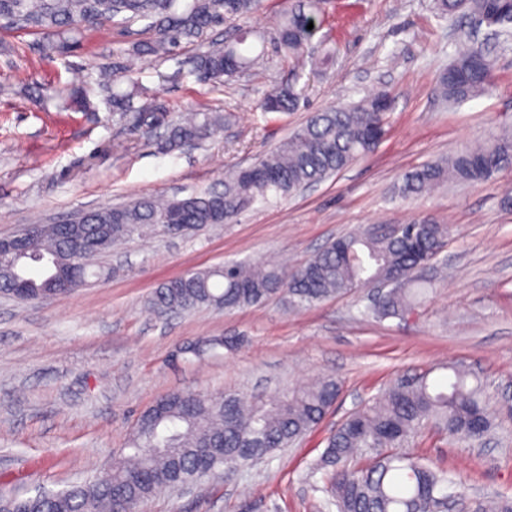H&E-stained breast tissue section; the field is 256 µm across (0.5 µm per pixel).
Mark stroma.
<instances>
[{
  "label": "stroma",
  "mask_w": 512,
  "mask_h": 512,
  "mask_svg": "<svg viewBox=\"0 0 512 512\" xmlns=\"http://www.w3.org/2000/svg\"><path fill=\"white\" fill-rule=\"evenodd\" d=\"M323 22L293 68L274 52L250 71L201 85L172 61L120 54L142 24L86 34L63 59L41 60L38 38L0 33V237L34 216L46 221L117 205L138 194L185 197L218 184L285 139L312 112L383 93L389 133L373 155L287 198L253 204L237 222L172 237L134 236L102 258L101 278L45 301L0 294V489L17 496L59 490L107 471L140 413L177 390L273 400L316 375L342 383L324 421L294 446L231 478L216 473L186 493L167 490L137 512H336L326 502L320 458L331 431L388 384L441 364L480 377L494 429L486 447L422 427L408 447L455 474L468 497L512 496V169L488 181L448 184L419 197L398 187L415 168L501 130L512 131V31L473 30L461 11L434 0H327ZM495 62L482 94L453 105L434 94L440 71L470 46ZM132 69L173 115L206 106L226 113L201 146L160 153L107 111L56 112L34 105L25 86L68 80L69 69ZM295 80L307 104L269 119L260 104L272 82ZM429 217L451 236L438 288L418 318L364 315L367 292L301 312L277 298L225 314L173 317L147 306L160 283L234 259L305 261L328 241L361 227ZM200 336L239 337L236 350L184 353Z\"/></svg>",
  "instance_id": "obj_1"
}]
</instances>
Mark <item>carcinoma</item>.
I'll return each instance as SVG.
<instances>
[{
  "instance_id": "carcinoma-1",
  "label": "carcinoma",
  "mask_w": 512,
  "mask_h": 512,
  "mask_svg": "<svg viewBox=\"0 0 512 512\" xmlns=\"http://www.w3.org/2000/svg\"><path fill=\"white\" fill-rule=\"evenodd\" d=\"M261 0H0V30L41 36L47 59L71 52L88 30L107 33L114 25L145 21L146 37L118 50L140 59L175 60L201 84L217 83L256 65L265 54L264 36L242 29L218 44L213 33L227 22L259 9ZM322 0H299L285 8L270 43L285 58L300 61L314 37L309 23L321 25ZM444 15L467 12L472 25L495 14L493 25H512V0H435ZM196 52L187 56L185 50ZM494 62L479 47L459 55L441 72L435 94L456 103L484 92ZM36 105L58 99L62 112H95L105 102L119 121L133 119L134 131L148 145L174 151L201 144L224 127L225 117L208 108L173 119L168 108L139 84L134 73L116 76L105 67L73 74L49 90L30 86ZM301 93L293 84H276L261 103L264 113L293 112ZM389 101L383 94L358 103L328 107L311 114L276 147L253 164V173L237 167L221 186L183 198L141 195L125 204L86 209L67 224H44L28 243L18 265L0 263V288L10 292L19 278L37 296L55 287L63 274L72 286L99 275V257L117 243L148 227L178 224L181 234L230 224L268 194L288 197L372 154L386 135ZM512 168V134L503 131L487 142L456 150L407 173L403 197L418 196L450 181L479 182ZM450 229L433 219L398 224L385 232L352 231L330 241L303 264L288 268L273 262L228 260L189 270L154 289L149 306L174 315L201 308L226 313L280 297L298 312L331 298L377 287L397 278L400 285L382 292L367 314L384 320L417 314L434 288V261L448 245ZM233 337H202L186 349L199 357L218 347L233 349ZM477 376L455 365L439 367L435 377L420 374L383 388L336 426L327 440L321 467L329 472V503L336 512H448L449 489L456 484L435 468L402 450L430 423L448 436L469 443L487 437L492 420ZM341 385L321 377L288 390L268 403L256 396L229 393L209 396L192 390L172 392L139 416L126 449L110 470L84 484L42 490L20 498L0 491V512H128L140 502L182 483H194L199 467L214 473L230 464L248 465L295 444L319 425L335 404ZM376 457L366 467L352 463L366 451ZM462 512H512V496H484L471 503L458 494Z\"/></svg>"
}]
</instances>
